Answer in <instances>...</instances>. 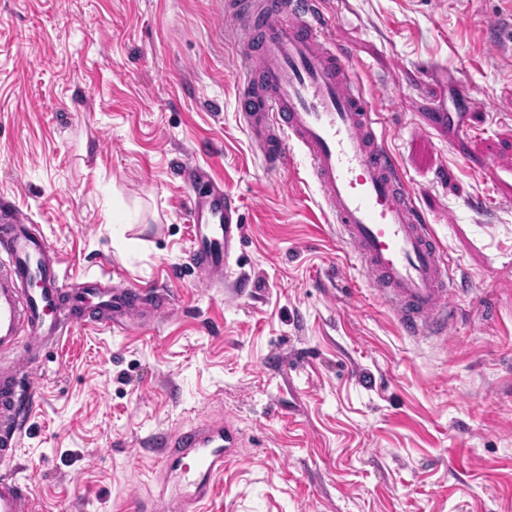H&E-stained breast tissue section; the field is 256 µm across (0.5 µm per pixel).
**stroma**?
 I'll return each instance as SVG.
<instances>
[{
    "instance_id": "35a3bbf8",
    "label": "stroma",
    "mask_w": 512,
    "mask_h": 512,
    "mask_svg": "<svg viewBox=\"0 0 512 512\" xmlns=\"http://www.w3.org/2000/svg\"><path fill=\"white\" fill-rule=\"evenodd\" d=\"M225 0H0V198L79 288H148L123 330L46 347L15 459L36 512H137L180 485L161 439H240L203 512H512V23L507 0H320L453 263L445 340H413L316 190L266 168ZM447 95L465 136L435 126ZM239 206L217 287L189 176Z\"/></svg>"
}]
</instances>
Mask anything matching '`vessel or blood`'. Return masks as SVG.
Masks as SVG:
<instances>
[{"label": "vessel or blood", "instance_id": "1", "mask_svg": "<svg viewBox=\"0 0 512 512\" xmlns=\"http://www.w3.org/2000/svg\"><path fill=\"white\" fill-rule=\"evenodd\" d=\"M230 17L236 42L249 55L237 108L256 153L266 166L283 170L289 147L298 149L323 215L402 332L414 339L436 334L453 292L446 252L385 145L380 112L327 35L315 0H241ZM237 211L221 191L191 197L193 258L208 276L229 273L243 233ZM0 221L6 225L0 232V356L18 357L13 368H0V461L9 463L23 423L18 406L38 395L29 370L43 346L84 324L90 307L96 327H123L138 293L113 290L105 269L73 293L75 308L67 310L59 268L30 217L2 201ZM235 444L233 429L207 423L168 437L163 454L177 461L194 491L171 502L153 500L150 512H194L213 496L212 479ZM0 512H34L28 487L15 475L0 474Z\"/></svg>", "mask_w": 512, "mask_h": 512}]
</instances>
